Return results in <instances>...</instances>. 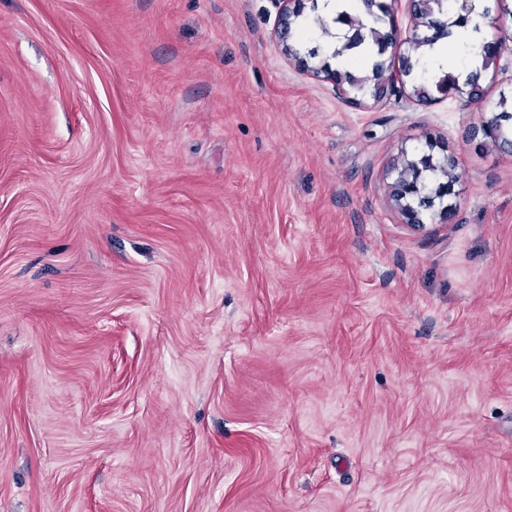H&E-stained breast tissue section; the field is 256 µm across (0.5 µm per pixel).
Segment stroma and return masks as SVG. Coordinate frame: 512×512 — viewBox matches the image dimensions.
<instances>
[{
	"mask_svg": "<svg viewBox=\"0 0 512 512\" xmlns=\"http://www.w3.org/2000/svg\"><path fill=\"white\" fill-rule=\"evenodd\" d=\"M278 20L0 0V512H512V37L480 102H353ZM280 5V33L282 39V50L283 52L294 58L300 67H302L306 72H310L314 77L321 78L324 81H327L333 84L336 87V90L343 91L344 85H340L336 83V72L326 70L329 75L324 74L323 71L310 67L304 59L298 57V53L288 44V29L291 25V22L300 16L304 8V0H277ZM427 158H429V156L420 159L419 163L422 166L420 168L417 162H412L403 157L402 160H397L394 162L386 173L387 176L395 174V178L388 186L391 201L399 210L400 214L406 219V223H411V225L415 227H423L424 224H415L417 215L415 214V211L407 204V202L404 203V200H407L409 196L417 195L420 193L419 178L421 173L427 167L426 164H432L431 159ZM410 166L415 168L417 171V178L415 180H410L406 177Z\"/></svg>",
	"mask_w": 512,
	"mask_h": 512,
	"instance_id": "stroma-1",
	"label": "stroma"
}]
</instances>
